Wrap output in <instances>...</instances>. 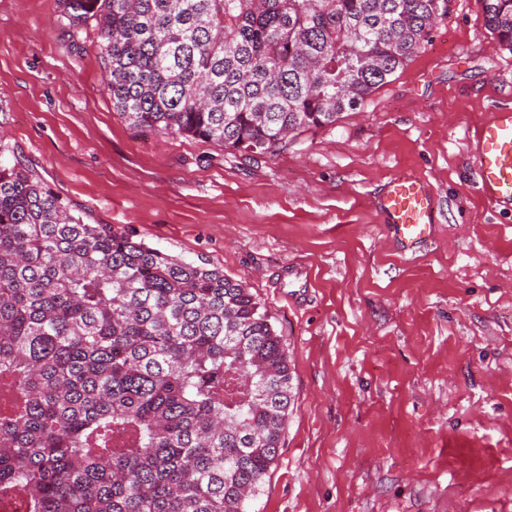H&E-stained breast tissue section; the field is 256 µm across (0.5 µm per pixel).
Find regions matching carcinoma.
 Returning a JSON list of instances; mask_svg holds the SVG:
<instances>
[{
	"instance_id": "carcinoma-1",
	"label": "carcinoma",
	"mask_w": 512,
	"mask_h": 512,
	"mask_svg": "<svg viewBox=\"0 0 512 512\" xmlns=\"http://www.w3.org/2000/svg\"><path fill=\"white\" fill-rule=\"evenodd\" d=\"M136 130L273 154L404 69L449 0H58ZM512 52V0H480ZM250 289L0 162V512H248L293 401Z\"/></svg>"
}]
</instances>
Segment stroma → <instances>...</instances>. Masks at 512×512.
<instances>
[{
  "label": "stroma",
  "mask_w": 512,
  "mask_h": 512,
  "mask_svg": "<svg viewBox=\"0 0 512 512\" xmlns=\"http://www.w3.org/2000/svg\"><path fill=\"white\" fill-rule=\"evenodd\" d=\"M95 22L0 0V159L73 214L244 282L281 333L294 403L251 512H512V210L468 136L512 105V52L450 0L410 63L336 125L248 160L129 127ZM403 172L440 222L397 252L378 201ZM310 272L288 288V268Z\"/></svg>",
  "instance_id": "obj_1"
}]
</instances>
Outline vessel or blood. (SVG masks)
<instances>
[{
	"instance_id": "vessel-or-blood-1",
	"label": "vessel or blood",
	"mask_w": 512,
	"mask_h": 512,
	"mask_svg": "<svg viewBox=\"0 0 512 512\" xmlns=\"http://www.w3.org/2000/svg\"><path fill=\"white\" fill-rule=\"evenodd\" d=\"M480 196L489 204L512 209V106H497L476 125L469 143ZM379 209L402 251L415 252L431 238L437 222L436 196L423 180L392 179Z\"/></svg>"
}]
</instances>
